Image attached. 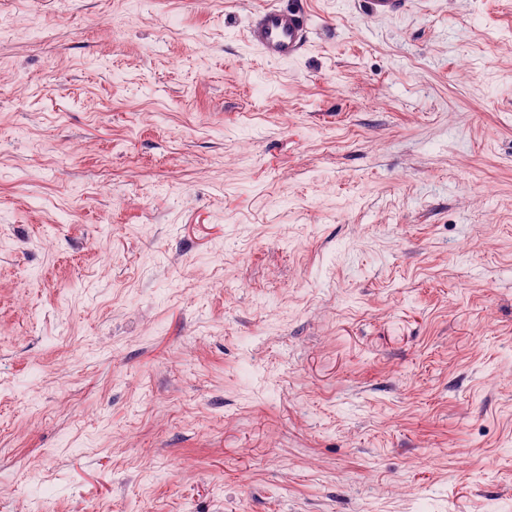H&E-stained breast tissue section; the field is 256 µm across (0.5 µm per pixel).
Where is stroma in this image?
Returning <instances> with one entry per match:
<instances>
[{
    "mask_svg": "<svg viewBox=\"0 0 512 512\" xmlns=\"http://www.w3.org/2000/svg\"><path fill=\"white\" fill-rule=\"evenodd\" d=\"M268 2L0 0V512H512V0ZM311 30V15L303 0L286 6H261L253 13L248 40L270 62L291 60L301 55ZM360 12L371 18H396L411 11L414 0H355Z\"/></svg>",
    "mask_w": 512,
    "mask_h": 512,
    "instance_id": "1",
    "label": "stroma"
}]
</instances>
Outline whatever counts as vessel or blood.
<instances>
[{
    "mask_svg": "<svg viewBox=\"0 0 512 512\" xmlns=\"http://www.w3.org/2000/svg\"><path fill=\"white\" fill-rule=\"evenodd\" d=\"M360 12L371 18H396L411 11L414 0H356ZM311 15L303 0L288 5L262 6L253 13L250 43L268 61L291 60L301 55L309 38Z\"/></svg>",
    "mask_w": 512,
    "mask_h": 512,
    "instance_id": "obj_1",
    "label": "vessel or blood"
}]
</instances>
